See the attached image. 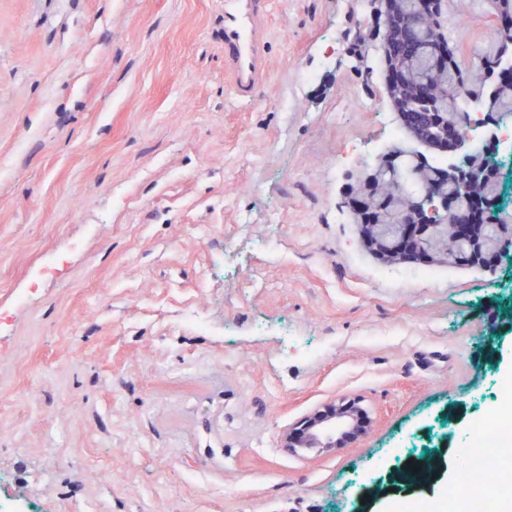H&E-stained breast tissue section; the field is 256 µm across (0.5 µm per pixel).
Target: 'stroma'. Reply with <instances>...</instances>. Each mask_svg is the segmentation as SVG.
I'll return each instance as SVG.
<instances>
[{
    "label": "stroma",
    "mask_w": 512,
    "mask_h": 512,
    "mask_svg": "<svg viewBox=\"0 0 512 512\" xmlns=\"http://www.w3.org/2000/svg\"><path fill=\"white\" fill-rule=\"evenodd\" d=\"M223 10L0 0V493L34 512L451 502L512 381V267L429 281L364 247L342 197L411 143L377 52L347 51L364 0H277L252 107L224 86ZM448 27L471 53L495 41L486 0H448ZM348 399L365 430L283 448L289 424ZM406 439L430 482L393 483Z\"/></svg>",
    "instance_id": "obj_1"
}]
</instances>
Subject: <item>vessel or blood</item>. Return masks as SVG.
Listing matches in <instances>:
<instances>
[{
  "mask_svg": "<svg viewBox=\"0 0 512 512\" xmlns=\"http://www.w3.org/2000/svg\"><path fill=\"white\" fill-rule=\"evenodd\" d=\"M224 84L233 102L256 104L271 80L267 52L273 0H223Z\"/></svg>",
  "mask_w": 512,
  "mask_h": 512,
  "instance_id": "1",
  "label": "vessel or blood"
}]
</instances>
